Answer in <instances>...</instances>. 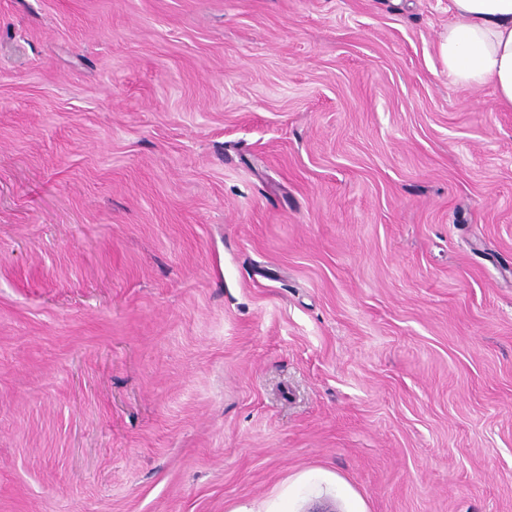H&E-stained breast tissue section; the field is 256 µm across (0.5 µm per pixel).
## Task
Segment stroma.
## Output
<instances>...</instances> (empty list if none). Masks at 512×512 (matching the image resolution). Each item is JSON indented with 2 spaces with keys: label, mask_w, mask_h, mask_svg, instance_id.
Segmentation results:
<instances>
[{
  "label": "stroma",
  "mask_w": 512,
  "mask_h": 512,
  "mask_svg": "<svg viewBox=\"0 0 512 512\" xmlns=\"http://www.w3.org/2000/svg\"><path fill=\"white\" fill-rule=\"evenodd\" d=\"M448 3L0 0V512H512Z\"/></svg>",
  "instance_id": "1"
}]
</instances>
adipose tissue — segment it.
Returning <instances> with one entry per match:
<instances>
[{"mask_svg": "<svg viewBox=\"0 0 512 512\" xmlns=\"http://www.w3.org/2000/svg\"><path fill=\"white\" fill-rule=\"evenodd\" d=\"M438 55L454 87H491L512 111V0H450Z\"/></svg>", "mask_w": 512, "mask_h": 512, "instance_id": "obj_1", "label": "adipose tissue"}]
</instances>
